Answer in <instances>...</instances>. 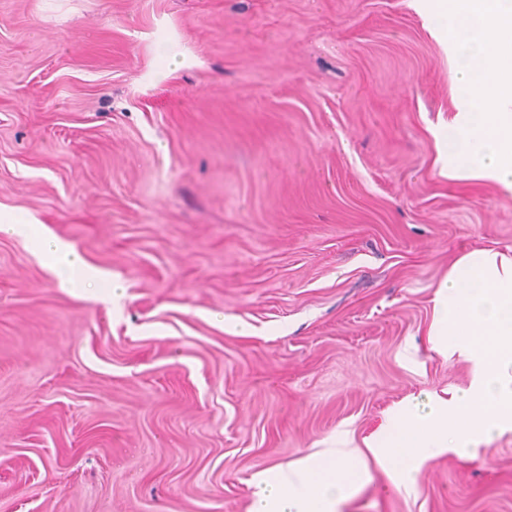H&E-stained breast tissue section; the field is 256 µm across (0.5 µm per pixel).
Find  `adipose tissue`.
<instances>
[{
	"mask_svg": "<svg viewBox=\"0 0 512 512\" xmlns=\"http://www.w3.org/2000/svg\"><path fill=\"white\" fill-rule=\"evenodd\" d=\"M44 246L60 283L77 274L85 282H99L98 271L70 243L48 234ZM359 462L357 452L327 448L313 453L303 466L263 471L254 479L251 512H336L339 492L361 472Z\"/></svg>",
	"mask_w": 512,
	"mask_h": 512,
	"instance_id": "ef3b65f1",
	"label": "adipose tissue"
}]
</instances>
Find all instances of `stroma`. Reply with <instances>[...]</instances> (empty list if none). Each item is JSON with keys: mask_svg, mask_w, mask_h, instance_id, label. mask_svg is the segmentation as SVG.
Returning a JSON list of instances; mask_svg holds the SVG:
<instances>
[{"mask_svg": "<svg viewBox=\"0 0 512 512\" xmlns=\"http://www.w3.org/2000/svg\"><path fill=\"white\" fill-rule=\"evenodd\" d=\"M431 0H0V512H250L253 476L464 390L435 298L512 254L451 180ZM109 280L60 287L45 232ZM340 512H512V431Z\"/></svg>", "mask_w": 512, "mask_h": 512, "instance_id": "35a3bbf8", "label": "stroma"}]
</instances>
